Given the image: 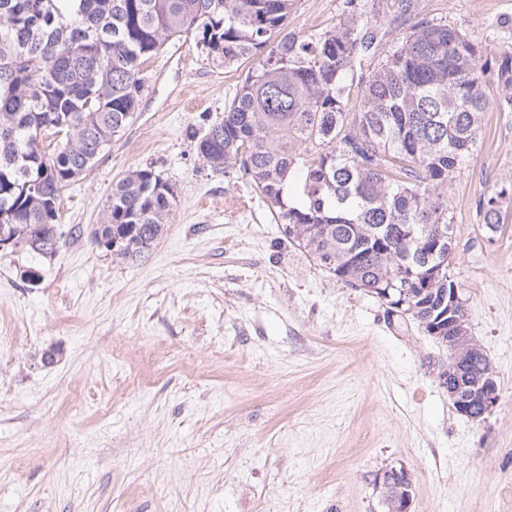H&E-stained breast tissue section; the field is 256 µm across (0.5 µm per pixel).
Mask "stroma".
<instances>
[{"label": "stroma", "mask_w": 512, "mask_h": 512, "mask_svg": "<svg viewBox=\"0 0 512 512\" xmlns=\"http://www.w3.org/2000/svg\"><path fill=\"white\" fill-rule=\"evenodd\" d=\"M342 5L295 0L289 26L327 29ZM420 7L491 55L512 48V30L485 31L512 0ZM246 72L174 37L144 66L135 121L63 194L66 244L0 254V512H379L392 467L413 475L411 512H512V208L492 243L478 213L512 183V112H486L448 188L451 268L498 372L476 422L439 384L446 347L283 242L262 198L196 157L190 131ZM145 164L178 204L145 257L115 260L90 231Z\"/></svg>", "instance_id": "stroma-1"}]
</instances>
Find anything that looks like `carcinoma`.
Here are the masks:
<instances>
[{
  "mask_svg": "<svg viewBox=\"0 0 512 512\" xmlns=\"http://www.w3.org/2000/svg\"><path fill=\"white\" fill-rule=\"evenodd\" d=\"M376 2L344 0L335 26L302 33L288 29L293 0H0V226L63 246V192L136 119L145 62L193 32L212 65L251 63L224 115L190 133L199 160L250 185L283 240L344 286L396 302L412 287L401 312L435 322L461 288L442 260L448 182L484 112H512V52L488 56L418 0ZM511 202L512 185L482 194L485 233H502ZM176 206L153 165L128 169L100 213L112 255L148 253ZM486 369L476 353L460 379Z\"/></svg>",
  "mask_w": 512,
  "mask_h": 512,
  "instance_id": "obj_1",
  "label": "carcinoma"
}]
</instances>
